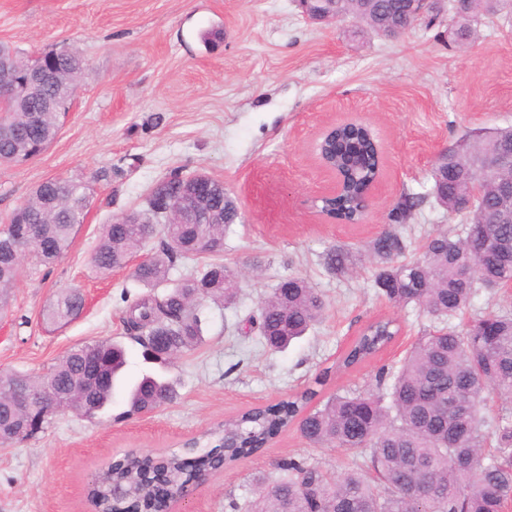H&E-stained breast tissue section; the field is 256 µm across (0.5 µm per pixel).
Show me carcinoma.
Listing matches in <instances>:
<instances>
[{"mask_svg":"<svg viewBox=\"0 0 512 512\" xmlns=\"http://www.w3.org/2000/svg\"><path fill=\"white\" fill-rule=\"evenodd\" d=\"M506 0H457L448 15L449 42L475 44L480 26L499 15ZM337 14L357 22L356 32L396 37L412 28L410 0H341ZM47 67L55 80L45 96L70 101L85 70L76 51L50 55ZM60 112H46L42 101L0 116V163L18 164L55 139ZM370 129L354 122L322 136L320 160L343 175L341 192L319 200L318 209L341 223L362 220L361 201L377 179L381 157ZM512 147V126L468 131L448 145V153L432 165L428 196L452 219L467 220L450 233L435 230L411 257L398 230L413 219L425 196L401 194L388 214V227L370 245L373 287L397 307L413 306L433 325L405 351L397 365L380 368L376 386L330 397L306 411L316 391L274 404L251 408L194 440L181 452L165 455L126 453L113 460L88 487L94 512H165L168 492L184 488L202 471L220 470L237 459L261 451L294 421L306 442L334 447L362 459L337 475L303 460L277 463L279 477L260 481L244 512H504L512 500V311L485 312L462 329L448 321L464 312L481 289L512 281V198L498 194V184L512 175L484 179V191L467 197L476 181L472 160L477 152ZM190 177L174 171L161 182L140 211L144 224L105 225L93 256L94 266L107 272L125 266L158 233L159 253L140 265L134 278L152 292L127 306L124 322L139 343L144 359L169 365L203 340L200 308L206 301L232 305L240 287L239 273L220 261L179 279L170 277L178 262L224 254V230L236 222L237 205L229 192H218L210 208L213 224H174L163 207L185 190ZM90 205L87 184L64 178L40 184L0 229V308L9 305L22 255L14 233L21 225L36 230L31 250L41 263H53L70 245ZM507 213L501 224L486 226L488 249L467 247L472 225L487 212ZM323 264L344 276L352 265L350 252L330 248ZM286 288H273L254 322L265 347L280 352L304 336L326 309L323 295L298 276H283ZM161 288L158 294L155 289ZM84 306L82 295H58L45 321L65 325ZM395 318L368 322L339 359L336 369H350L375 357L399 335ZM126 349L118 341H92L68 350L44 377L0 373V444L29 436L23 427L29 409L20 394H53L64 406L92 417L112 401ZM500 401L492 415L487 399ZM178 399L174 384L145 374L129 391L125 416L146 414ZM39 416L40 411L31 412ZM496 448L484 454L486 436Z\"/></svg>","mask_w":512,"mask_h":512,"instance_id":"carcinoma-1","label":"carcinoma"}]
</instances>
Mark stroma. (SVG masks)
Returning <instances> with one entry per match:
<instances>
[{
    "mask_svg": "<svg viewBox=\"0 0 512 512\" xmlns=\"http://www.w3.org/2000/svg\"><path fill=\"white\" fill-rule=\"evenodd\" d=\"M355 23L311 22L296 0H0V42L21 56L66 47L87 60L77 93L47 150L22 165L0 164V226L51 178L86 182L91 205L66 251L50 265L21 259L7 309L0 310V371L49 373L70 348L126 341L124 310L146 292L130 268L101 274L92 256L106 224L144 209L174 169L221 181L241 220L224 233L222 260L243 273L236 304L206 302L205 341L166 376L176 402L122 418L123 393L95 417L53 416L42 432L0 446V512H92L86 490L127 452L181 451L224 420L315 386L313 406L375 385L430 325L372 288L367 245L404 191L427 193L436 151L473 127L512 126V13L481 29L468 52L448 45V22L416 26L396 39L354 36ZM367 125L383 149V171L365 223L340 224L315 203L334 186L316 144L331 123ZM434 201L405 226L412 247L434 229L460 227ZM352 250L356 274L326 271L330 246ZM308 279L327 302L321 323L282 353L244 335L279 276ZM78 290L81 314L63 326L43 315ZM396 318V340L347 371L334 366L370 320ZM295 456L340 473L351 457L313 447L290 426L262 451L215 472L180 512H230L250 498L253 479L278 478Z\"/></svg>",
    "mask_w": 512,
    "mask_h": 512,
    "instance_id": "1",
    "label": "stroma"
}]
</instances>
